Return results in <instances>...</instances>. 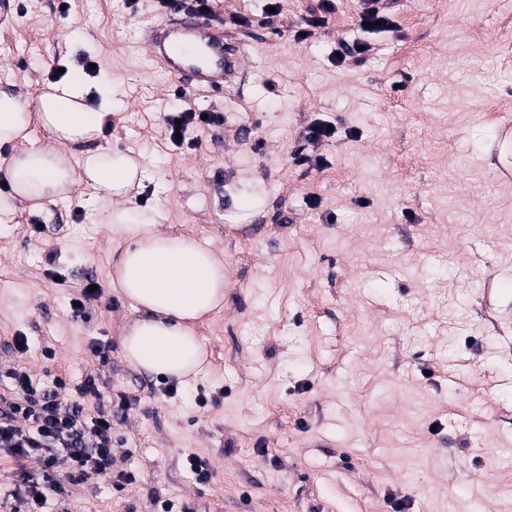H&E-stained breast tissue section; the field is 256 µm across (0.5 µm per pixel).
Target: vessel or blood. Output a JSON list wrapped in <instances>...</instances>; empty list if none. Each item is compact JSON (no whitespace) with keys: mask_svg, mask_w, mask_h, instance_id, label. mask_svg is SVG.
Instances as JSON below:
<instances>
[{"mask_svg":"<svg viewBox=\"0 0 512 512\" xmlns=\"http://www.w3.org/2000/svg\"><path fill=\"white\" fill-rule=\"evenodd\" d=\"M143 39L150 57L197 94L222 91L244 69L246 54L228 42L223 25L190 11L147 27Z\"/></svg>","mask_w":512,"mask_h":512,"instance_id":"1","label":"vessel or blood"}]
</instances>
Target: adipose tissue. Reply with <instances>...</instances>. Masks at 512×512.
I'll use <instances>...</instances> for the list:
<instances>
[{"instance_id":"adipose-tissue-1","label":"adipose tissue","mask_w":512,"mask_h":512,"mask_svg":"<svg viewBox=\"0 0 512 512\" xmlns=\"http://www.w3.org/2000/svg\"><path fill=\"white\" fill-rule=\"evenodd\" d=\"M98 83L93 103L77 70L34 98L0 89V149L26 144L5 167L12 194L0 197V224L9 223L14 200L36 211L65 198L76 183L93 187L96 200L106 204L113 238L125 244L116 287L140 313L122 340L124 355L136 367L183 380L197 373L206 356L194 322L224 305V254L162 230L163 207L146 211L132 201L129 192L146 169L134 152L99 145L112 118L116 81L105 69ZM34 125L46 140L32 135Z\"/></svg>"}]
</instances>
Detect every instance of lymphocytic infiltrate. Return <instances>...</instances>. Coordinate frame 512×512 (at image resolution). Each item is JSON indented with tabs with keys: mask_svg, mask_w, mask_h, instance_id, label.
Segmentation results:
<instances>
[{
	"mask_svg": "<svg viewBox=\"0 0 512 512\" xmlns=\"http://www.w3.org/2000/svg\"><path fill=\"white\" fill-rule=\"evenodd\" d=\"M11 400L0 406V450L15 459H34L41 463V481L22 477L19 496L27 512H37L41 496H65L64 488L51 481L59 464L71 473L84 477L92 473L115 474L112 456V417L104 411L92 410L89 401L98 394L94 377H87L75 389L72 400H64L61 392L66 382L56 381L53 390L37 392L27 372L16 370Z\"/></svg>",
	"mask_w": 512,
	"mask_h": 512,
	"instance_id": "obj_1",
	"label": "lymphocytic infiltrate"
}]
</instances>
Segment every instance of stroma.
<instances>
[{
  "instance_id": "35a3bbf8",
  "label": "stroma",
  "mask_w": 512,
  "mask_h": 512,
  "mask_svg": "<svg viewBox=\"0 0 512 512\" xmlns=\"http://www.w3.org/2000/svg\"><path fill=\"white\" fill-rule=\"evenodd\" d=\"M321 3L215 0L245 68L189 99L222 121L176 144L152 0H0V89L35 96L85 54L111 69L101 143L143 153L137 204L224 252L208 362L174 386L123 356L137 313L86 184L0 226V398L15 369L40 392L94 376L131 477L58 466L70 512H512V0H390L374 32L360 0ZM316 123L334 135L307 141ZM23 471L0 454V512Z\"/></svg>"
}]
</instances>
